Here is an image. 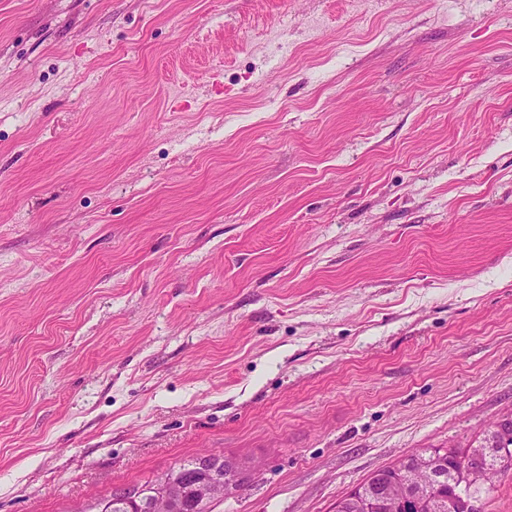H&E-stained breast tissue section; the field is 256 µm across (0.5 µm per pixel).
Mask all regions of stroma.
Listing matches in <instances>:
<instances>
[{"label": "stroma", "instance_id": "35a3bbf8", "mask_svg": "<svg viewBox=\"0 0 512 512\" xmlns=\"http://www.w3.org/2000/svg\"><path fill=\"white\" fill-rule=\"evenodd\" d=\"M506 418L512 0H0V512H334ZM224 463V468L221 467ZM197 470L201 476L194 484V510L207 511V507L216 499L223 498L230 488L239 486V474L232 463L216 455H204L198 458ZM183 486L177 476H164L161 484L152 496V512H172L177 503L182 499ZM161 509V511H159Z\"/></svg>", "mask_w": 512, "mask_h": 512}]
</instances>
